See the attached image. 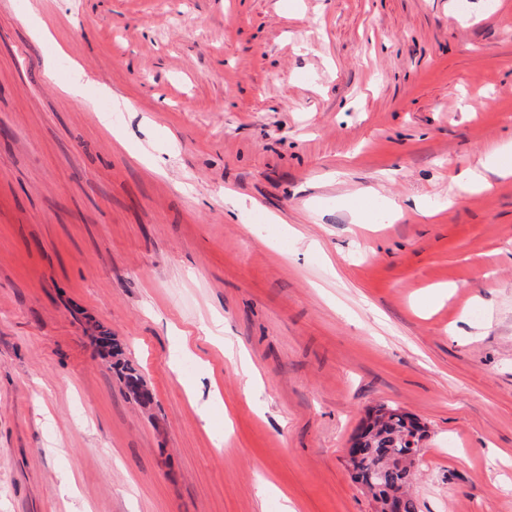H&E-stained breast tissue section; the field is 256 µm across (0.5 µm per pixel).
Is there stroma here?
I'll return each mask as SVG.
<instances>
[{
    "label": "stroma",
    "mask_w": 512,
    "mask_h": 512,
    "mask_svg": "<svg viewBox=\"0 0 512 512\" xmlns=\"http://www.w3.org/2000/svg\"><path fill=\"white\" fill-rule=\"evenodd\" d=\"M511 139L512 0H0V512H512ZM482 167L492 173L512 174V141L504 143L494 149L481 162ZM378 407L388 408L391 414L376 421L372 426L365 427L364 423L366 419H370L375 407L359 428L358 431L363 430L357 436L361 460L355 464L358 473L354 474V478L364 484L377 502L391 492L402 491L404 512H418L417 500L408 491L416 467L412 470L409 467H402L400 460L419 450V444L426 432L425 427L416 418L398 408L385 405ZM357 438L354 437L347 450L349 464L352 459L360 456L359 453H354L353 448Z\"/></svg>",
    "instance_id": "1"
}]
</instances>
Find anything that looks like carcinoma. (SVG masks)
Returning a JSON list of instances; mask_svg holds the SVG:
<instances>
[{
	"mask_svg": "<svg viewBox=\"0 0 512 512\" xmlns=\"http://www.w3.org/2000/svg\"><path fill=\"white\" fill-rule=\"evenodd\" d=\"M124 380L129 391L142 402L150 401L144 390L142 377L132 368H126ZM391 414L369 427H361L358 448L361 460L355 465L354 478L364 484L376 501L392 492H402L404 512H418L417 500L409 493L408 486L413 471L400 465V460L419 450L425 427L413 416L397 408Z\"/></svg>",
	"mask_w": 512,
	"mask_h": 512,
	"instance_id": "carcinoma-1",
	"label": "carcinoma"
}]
</instances>
